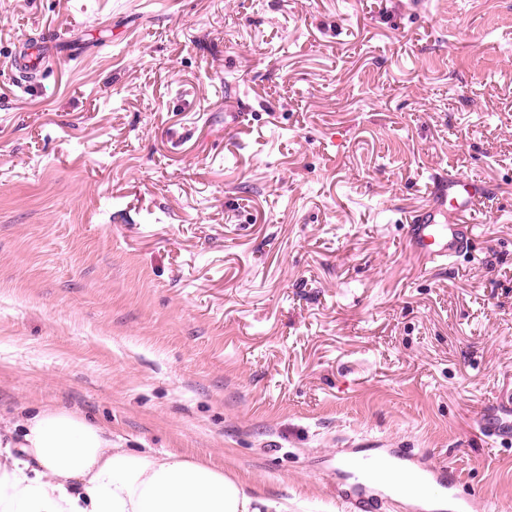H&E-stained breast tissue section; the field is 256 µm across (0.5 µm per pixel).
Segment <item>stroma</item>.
Wrapping results in <instances>:
<instances>
[{"mask_svg": "<svg viewBox=\"0 0 512 512\" xmlns=\"http://www.w3.org/2000/svg\"><path fill=\"white\" fill-rule=\"evenodd\" d=\"M58 31L60 39L43 44ZM0 415L346 512L410 448L512 512V0H0ZM482 180L471 248L404 226Z\"/></svg>", "mask_w": 512, "mask_h": 512, "instance_id": "stroma-1", "label": "stroma"}]
</instances>
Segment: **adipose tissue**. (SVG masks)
<instances>
[{
    "instance_id": "ef3b65f1",
    "label": "adipose tissue",
    "mask_w": 512,
    "mask_h": 512,
    "mask_svg": "<svg viewBox=\"0 0 512 512\" xmlns=\"http://www.w3.org/2000/svg\"><path fill=\"white\" fill-rule=\"evenodd\" d=\"M0 432L21 437L0 448V512H288L222 466L124 447L64 408L0 417Z\"/></svg>"
}]
</instances>
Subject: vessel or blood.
Masks as SVG:
<instances>
[{
    "mask_svg": "<svg viewBox=\"0 0 512 512\" xmlns=\"http://www.w3.org/2000/svg\"><path fill=\"white\" fill-rule=\"evenodd\" d=\"M483 183L454 175L442 182L431 206L415 213L407 226L411 252L427 262L441 265L465 249L470 240L462 218L483 196ZM408 451L395 450L391 462L364 455L349 461L356 479L354 493L346 501L349 512H371L380 496L409 495L428 502L453 497V512H470L469 496L457 493L459 480L448 469L427 466L410 468Z\"/></svg>",
    "mask_w": 512,
    "mask_h": 512,
    "instance_id": "1",
    "label": "vessel or blood"
}]
</instances>
